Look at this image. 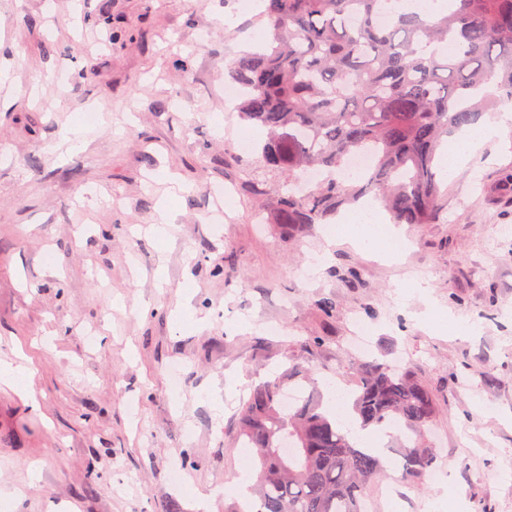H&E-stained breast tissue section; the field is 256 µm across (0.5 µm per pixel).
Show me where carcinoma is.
<instances>
[{"label": "carcinoma", "mask_w": 512, "mask_h": 512, "mask_svg": "<svg viewBox=\"0 0 512 512\" xmlns=\"http://www.w3.org/2000/svg\"><path fill=\"white\" fill-rule=\"evenodd\" d=\"M392 0H265L267 38L225 64L242 88L241 120L266 131L259 157L288 189L256 182L273 198L269 223L288 236L326 224L366 198L397 224H434L448 208L438 156L448 136L512 100V0H448L443 13H398ZM367 152L368 170L346 173ZM325 174L311 188L299 177ZM353 412L360 427L401 428L402 479L421 488L436 462L417 436L436 417L434 394L407 368L357 365ZM312 384L300 366L255 386L242 400L244 445L260 471L255 499L225 512H365L363 490L381 474L311 389L281 407L285 379Z\"/></svg>", "instance_id": "carcinoma-1"}]
</instances>
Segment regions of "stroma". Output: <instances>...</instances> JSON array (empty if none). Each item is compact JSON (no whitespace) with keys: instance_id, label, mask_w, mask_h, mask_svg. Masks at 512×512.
Segmentation results:
<instances>
[{"instance_id":"1","label":"stroma","mask_w":512,"mask_h":512,"mask_svg":"<svg viewBox=\"0 0 512 512\" xmlns=\"http://www.w3.org/2000/svg\"><path fill=\"white\" fill-rule=\"evenodd\" d=\"M235 2L0 0V359L30 369L28 396L0 389V512H224L253 460L242 396L295 363L322 384L348 372L361 322L368 359L402 358L434 393L450 468L416 490L386 439L371 512H512V125L444 179L438 223L404 225L402 262L319 224L282 237L224 109L225 60L254 29ZM162 206L165 243L148 232Z\"/></svg>"}]
</instances>
